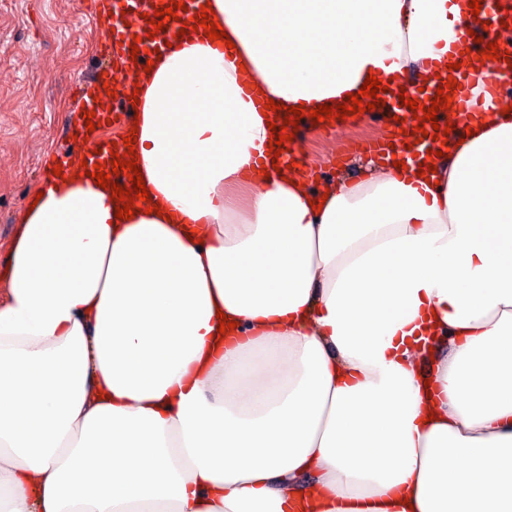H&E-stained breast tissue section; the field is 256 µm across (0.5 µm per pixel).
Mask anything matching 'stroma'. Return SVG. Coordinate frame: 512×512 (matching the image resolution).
I'll list each match as a JSON object with an SVG mask.
<instances>
[{"mask_svg":"<svg viewBox=\"0 0 512 512\" xmlns=\"http://www.w3.org/2000/svg\"><path fill=\"white\" fill-rule=\"evenodd\" d=\"M103 35L82 0H0V263L26 197L43 182L47 159L69 150L78 88L100 65ZM383 131L382 123L366 121L331 138L312 133L301 152L333 179L355 172L363 160L349 147L350 137Z\"/></svg>","mask_w":512,"mask_h":512,"instance_id":"1","label":"stroma"}]
</instances>
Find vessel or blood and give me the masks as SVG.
I'll list each match as a JSON object with an SVG mask.
<instances>
[{"instance_id":"b4317fda","label":"vessel or blood","mask_w":512,"mask_h":512,"mask_svg":"<svg viewBox=\"0 0 512 512\" xmlns=\"http://www.w3.org/2000/svg\"><path fill=\"white\" fill-rule=\"evenodd\" d=\"M160 0H90L91 15L102 20L106 35L100 51L103 59L101 72L96 75L83 95L86 111L94 115V131H87L85 122H78L74 128L76 140L74 146L78 156L84 157L89 164L102 165L104 173H111L110 166L113 148L111 139L105 138L102 131L107 121L113 117L131 114L132 102L128 99L114 100L109 97V90L118 88L131 89L135 75L148 60L149 52L164 49L167 42L172 41L183 21L197 16L205 0H184L185 10L179 11L177 20L168 21L167 27L161 31H153L147 16L158 7ZM512 26V0H482L479 15L469 16L465 25L460 26L457 37L462 47L468 48L471 54L481 51V44L475 43L474 35L484 34L486 29H500L501 25ZM139 45V53H132V45ZM460 67L453 71L452 76L459 83L454 94L450 111L458 113L465 121L482 118L485 114L481 98L475 97L473 90L477 83H484L486 89H493L492 72L475 73L470 69L469 56L459 59ZM439 79L429 76L422 89L407 88L403 78H395L387 83L388 90L382 93V107L373 109V117L389 124L394 133L391 144H382L381 140L368 141L367 147L373 153H388L390 148H398L403 159L412 165L426 162L428 151L440 150V141L432 137L416 139L412 130L416 124L412 111L401 105L398 96L406 94L419 103L430 104L437 93Z\"/></svg>"}]
</instances>
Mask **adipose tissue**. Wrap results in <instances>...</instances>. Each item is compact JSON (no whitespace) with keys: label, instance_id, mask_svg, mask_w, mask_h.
Instances as JSON below:
<instances>
[{"label":"adipose tissue","instance_id":"ef3b65f1","mask_svg":"<svg viewBox=\"0 0 512 512\" xmlns=\"http://www.w3.org/2000/svg\"><path fill=\"white\" fill-rule=\"evenodd\" d=\"M210 2L233 58L189 35L138 76L150 201L80 171L14 228L0 512H512V113L321 190L239 82L310 110L425 78L459 0Z\"/></svg>","mask_w":512,"mask_h":512}]
</instances>
